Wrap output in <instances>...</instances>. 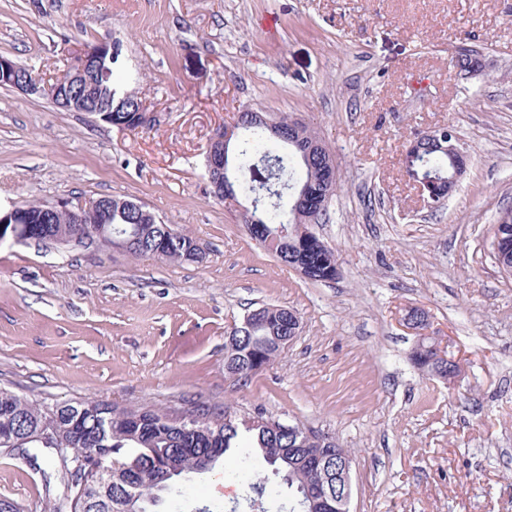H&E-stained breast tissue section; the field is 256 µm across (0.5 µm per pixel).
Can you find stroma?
Instances as JSON below:
<instances>
[{
  "instance_id": "35a3bbf8",
  "label": "stroma",
  "mask_w": 512,
  "mask_h": 512,
  "mask_svg": "<svg viewBox=\"0 0 512 512\" xmlns=\"http://www.w3.org/2000/svg\"><path fill=\"white\" fill-rule=\"evenodd\" d=\"M105 37L122 41L118 68L155 126L121 131L0 87V206L131 199L202 258L0 245V388L303 424L351 450L350 512H512V275L491 255L512 208V0H0V55L43 79ZM465 43L483 47L486 73L455 74ZM245 108L299 117L331 150L342 189L312 230L336 251V280L279 262L213 197L209 139ZM442 126L469 165L432 206L402 159ZM262 305L296 312L299 333L234 380L224 345ZM412 307L460 358L456 383L411 364ZM233 465L204 475L189 505L271 512L247 486H216ZM42 485L23 458L0 467V497L25 512H55L66 494Z\"/></svg>"
}]
</instances>
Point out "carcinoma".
Returning <instances> with one entry per match:
<instances>
[{"label": "carcinoma", "mask_w": 512, "mask_h": 512, "mask_svg": "<svg viewBox=\"0 0 512 512\" xmlns=\"http://www.w3.org/2000/svg\"><path fill=\"white\" fill-rule=\"evenodd\" d=\"M483 52L463 45L456 56L455 67L462 72L482 66ZM240 136L230 150L227 170L236 174L231 193L244 187L248 195L261 196V202L240 213L245 226H261L267 230V250L283 263L303 270L311 281H331L338 273L334 249L309 230L310 220L295 211L298 190L320 178L327 157L308 153L299 144L274 139L260 123L237 115ZM405 168L418 178L448 177L454 172L453 158L439 150H422L413 160H404ZM512 245V210H506L492 225L494 262H503L504 271L512 273V249L502 253L497 247ZM112 248L131 257L153 256L171 262L199 259L196 241L164 224L149 209L142 211L112 206ZM262 316L247 313L244 323L237 325L236 365L232 372L240 378L272 364L279 348L273 336H286L294 325L292 310L263 305ZM432 339L423 341L412 352L414 366L423 374L445 378L430 362ZM47 407L24 396L0 388V456L9 457L5 448L24 449L23 458L34 466L49 458L50 470L43 471L44 492L51 494L53 480L67 486V495L56 512H160L167 501L185 496L187 485L197 477L223 466L224 455L235 456L236 468L229 478L257 488L253 475L261 463L282 477L295 491L288 501V512H300L299 502L306 497L307 485L315 476L295 465L288 457L290 448H310L288 431V425L271 422L262 414L248 419L232 415L230 407L204 408L191 404L187 409L191 421L186 423L177 413L151 407H118L99 400H77L58 405L59 422L55 434L41 430V416ZM65 448L86 463L78 470L75 481L68 473L73 465L61 460L56 449ZM95 455H105L112 464L108 479L98 476ZM128 458L140 464L137 474L122 469ZM173 462L179 473L158 479L164 467ZM138 487V507L129 506L130 486Z\"/></svg>", "instance_id": "1"}]
</instances>
